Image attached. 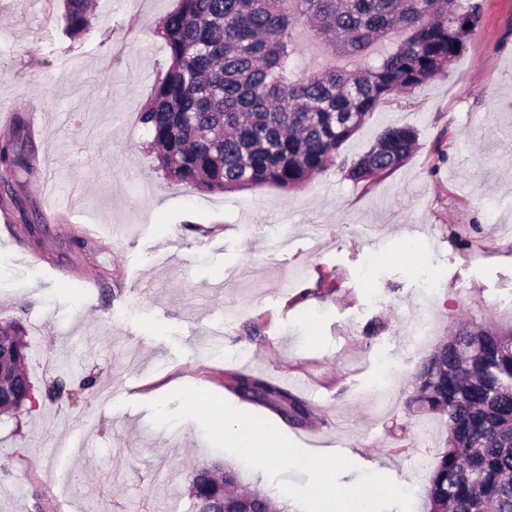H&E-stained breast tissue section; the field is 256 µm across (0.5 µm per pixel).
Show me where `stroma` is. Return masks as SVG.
Wrapping results in <instances>:
<instances>
[{"instance_id":"35a3bbf8","label":"stroma","mask_w":512,"mask_h":512,"mask_svg":"<svg viewBox=\"0 0 512 512\" xmlns=\"http://www.w3.org/2000/svg\"><path fill=\"white\" fill-rule=\"evenodd\" d=\"M96 3L72 40L61 0H0V143L34 165L0 169L17 199L0 214V323L20 326L36 395L0 417V512H195L192 475L214 462L302 512L195 421L151 420L148 401L183 386L241 406L237 372L310 403L280 430L343 449L342 485L382 474L424 512L448 422L409 412L412 376L460 321L512 320V0H481L449 73L381 105L309 184L224 193L167 179L137 117L167 69L155 30L177 0ZM389 126L418 130L413 157L346 179ZM25 219L35 236L15 235ZM88 376L76 400L44 395Z\"/></svg>"}]
</instances>
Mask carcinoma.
<instances>
[{
  "instance_id": "cac0c4a2",
  "label": "carcinoma",
  "mask_w": 512,
  "mask_h": 512,
  "mask_svg": "<svg viewBox=\"0 0 512 512\" xmlns=\"http://www.w3.org/2000/svg\"><path fill=\"white\" fill-rule=\"evenodd\" d=\"M65 34L87 33V0H63ZM478 0H177L156 34L169 56L164 75L139 112L158 168L208 192L260 186L297 189L323 173L376 110L445 75L480 20ZM309 26L337 56H359L356 69L303 72L295 30ZM391 41L385 52L373 49ZM417 130L389 126L345 167L359 183L404 165ZM0 167L30 171L13 143L0 145ZM26 343L19 327L0 326V410L30 400ZM232 391L294 425L312 407L273 380L236 373ZM75 390L61 378L52 401ZM409 410L448 418L445 449L426 476L429 512H512V327L464 326L435 345L413 376ZM236 473L199 468L189 487L197 512H282L257 490L235 492Z\"/></svg>"
}]
</instances>
